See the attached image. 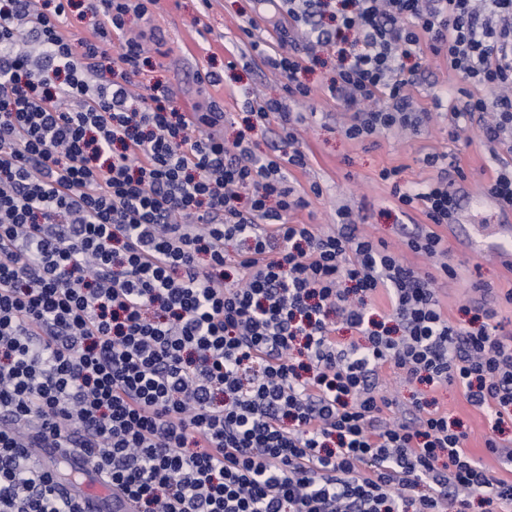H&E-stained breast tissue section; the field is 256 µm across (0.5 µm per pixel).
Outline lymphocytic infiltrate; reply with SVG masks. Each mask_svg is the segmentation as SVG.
I'll return each instance as SVG.
<instances>
[{
  "mask_svg": "<svg viewBox=\"0 0 512 512\" xmlns=\"http://www.w3.org/2000/svg\"><path fill=\"white\" fill-rule=\"evenodd\" d=\"M157 0H82L91 36L68 32L72 0H0V512H89L63 496L39 452L83 457L134 512H484L512 503V480L467 448L460 420L417 401L410 417L380 387L392 367L463 388L487 412L486 450L512 463V336L492 312L471 329L440 309L430 275L354 224H293L306 207L284 172L305 169L296 117L276 118L288 156L255 158L246 137L191 119L140 76L139 41L113 44ZM286 19L267 61L291 97L317 50L335 49L326 89L350 112L344 134L418 131L411 88L422 47L465 81L448 138L478 127L512 141V0H265ZM301 37H293L295 29ZM35 42L37 58L19 49ZM497 89L494 103L481 92ZM399 205L433 228L408 247L444 255L456 159ZM235 242V257L224 251ZM390 303L388 320L372 305ZM357 341L337 343V325ZM261 372L245 374L252 364Z\"/></svg>",
  "mask_w": 512,
  "mask_h": 512,
  "instance_id": "f902f5d3",
  "label": "lymphocytic infiltrate"
}]
</instances>
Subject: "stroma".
<instances>
[{
    "instance_id": "stroma-1",
    "label": "stroma",
    "mask_w": 512,
    "mask_h": 512,
    "mask_svg": "<svg viewBox=\"0 0 512 512\" xmlns=\"http://www.w3.org/2000/svg\"><path fill=\"white\" fill-rule=\"evenodd\" d=\"M251 19L257 28L249 38L241 28ZM276 22L271 8L259 0H212L208 9L200 0H159L147 15L128 17L130 30L142 39H149L156 31L165 37L161 52L150 55L147 79L171 89L174 104L181 111L205 113L212 103L222 105L224 119L217 130L226 144H233L241 131L249 130V104L253 100L279 99L285 101L289 111L298 114L299 138L309 161L306 169H290L288 177L302 192L311 183H320L323 194L310 198L307 207L291 213V221L316 224L329 232L336 227L337 208L347 206L360 229L384 242L407 265L432 275L441 310L450 321L460 322V310L465 306L475 313L491 310L504 333L512 335V302L506 299L512 292V272L494 257L453 247L447 258L452 274L440 272L434 259L413 252L406 245L409 232L414 225L426 224V217L418 210L401 211L391 195L390 184L379 177L382 169L399 168V183L420 192L439 175L438 168L424 164V155L455 156L463 174L449 177V189L469 210L476 233L494 236L503 218L499 211L481 208L478 202L493 168L512 166V151L501 147L489 152L474 128L464 132L460 140L449 141V109L463 85L461 78L449 71L443 58L423 50L418 83L411 91L414 108L429 114L420 133L381 132L362 142L351 140L343 133L350 122L349 112L323 90L333 74L336 56L324 52L319 61L310 63L306 81L312 93L295 102L284 92L282 78L252 49V41L273 36ZM208 70L220 75L219 85L197 81V73ZM380 382L392 391L402 411H409L415 399L426 397L436 399L449 415L463 419L472 455L495 476H504L500 461L484 446L489 432L487 417L467 403L459 385L431 388L409 383L389 367L382 372Z\"/></svg>"
}]
</instances>
